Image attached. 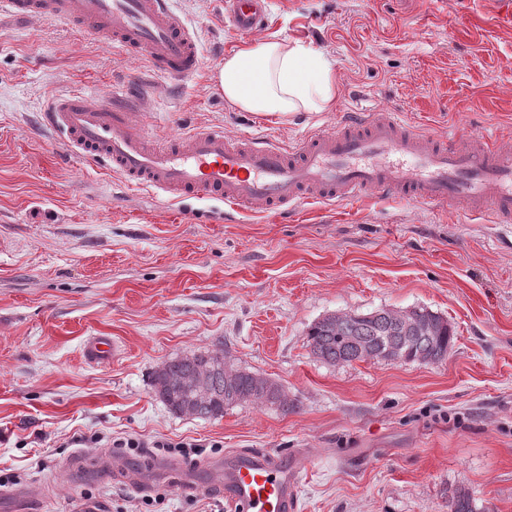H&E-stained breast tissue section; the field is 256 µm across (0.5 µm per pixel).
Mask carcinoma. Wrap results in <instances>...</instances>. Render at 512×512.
<instances>
[{
  "label": "carcinoma",
  "instance_id": "carcinoma-1",
  "mask_svg": "<svg viewBox=\"0 0 512 512\" xmlns=\"http://www.w3.org/2000/svg\"><path fill=\"white\" fill-rule=\"evenodd\" d=\"M426 323L427 332L418 330ZM311 354L330 364H350L355 361H386L388 351L397 348L406 362L435 363L448 357L454 340V331L448 319L425 307L415 310L410 325H398L391 316L379 309L370 313L345 314L340 318L323 317L316 321L306 336ZM223 352H200L179 356L165 362L154 375L153 388L156 396L176 415H189L211 419L224 416L232 407L225 401L233 393L239 402H266L286 411L290 407L281 387L269 381L268 399L253 397L257 389L256 374L243 368L231 384L224 382L221 359ZM197 377L208 389L209 399L201 404L191 402L178 389V383L186 378ZM450 512H476L468 493L460 490L451 497Z\"/></svg>",
  "mask_w": 512,
  "mask_h": 512
}]
</instances>
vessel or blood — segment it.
Masks as SVG:
<instances>
[{
  "label": "vessel or blood",
  "instance_id": "b4317fda",
  "mask_svg": "<svg viewBox=\"0 0 512 512\" xmlns=\"http://www.w3.org/2000/svg\"><path fill=\"white\" fill-rule=\"evenodd\" d=\"M51 17L146 58L153 72L182 82L202 68L196 33L169 0H0V15ZM240 35L267 25L268 0H224ZM139 99L94 104L80 93L50 101L47 125L77 154L101 159L128 185L171 199H212L253 212L285 213L301 203L399 197L424 206L458 207L498 228L512 223V153L487 137L433 136L407 126L398 112L348 113L331 132L285 147L255 136L237 140L201 128L158 143L134 123ZM307 458L285 461L241 452L212 464L213 485L234 512H295V479Z\"/></svg>",
  "mask_w": 512,
  "mask_h": 512
}]
</instances>
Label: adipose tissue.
I'll return each mask as SVG.
<instances>
[{
	"label": "adipose tissue",
	"instance_id": "ef3b65f1",
	"mask_svg": "<svg viewBox=\"0 0 512 512\" xmlns=\"http://www.w3.org/2000/svg\"><path fill=\"white\" fill-rule=\"evenodd\" d=\"M228 105L243 111L318 112L336 97V73L320 50L266 40L225 57L211 75Z\"/></svg>",
	"mask_w": 512,
	"mask_h": 512
}]
</instances>
